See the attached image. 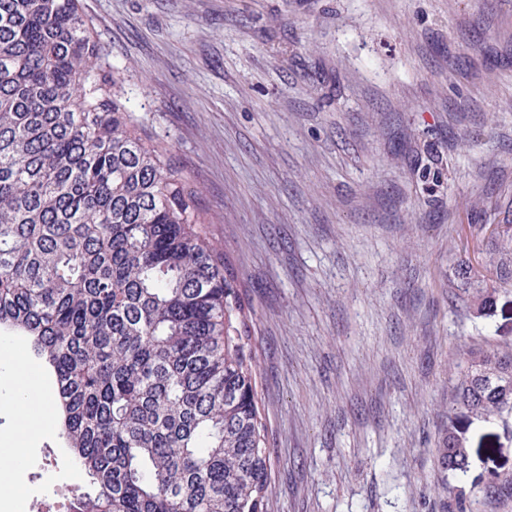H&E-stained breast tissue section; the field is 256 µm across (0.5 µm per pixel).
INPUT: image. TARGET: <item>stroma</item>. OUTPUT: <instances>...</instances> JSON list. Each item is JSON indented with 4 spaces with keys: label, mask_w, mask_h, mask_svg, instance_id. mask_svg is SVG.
Wrapping results in <instances>:
<instances>
[{
    "label": "stroma",
    "mask_w": 512,
    "mask_h": 512,
    "mask_svg": "<svg viewBox=\"0 0 512 512\" xmlns=\"http://www.w3.org/2000/svg\"><path fill=\"white\" fill-rule=\"evenodd\" d=\"M135 110L213 217L251 311L273 512H512V416L438 462L462 354L512 353V283L480 224H512V0H83ZM496 306L477 315L452 269ZM55 433L20 476L86 481ZM466 438L464 433L453 424L452 421L448 423L441 449L442 462L448 468V471L457 474H465L469 469V450L466 446Z\"/></svg>",
    "instance_id": "stroma-1"
}]
</instances>
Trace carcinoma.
Segmentation results:
<instances>
[{
	"instance_id": "obj_1",
	"label": "carcinoma",
	"mask_w": 512,
	"mask_h": 512,
	"mask_svg": "<svg viewBox=\"0 0 512 512\" xmlns=\"http://www.w3.org/2000/svg\"><path fill=\"white\" fill-rule=\"evenodd\" d=\"M81 0H0V333L54 377L89 490L70 512H270L245 304L210 216ZM493 266L512 280V224ZM471 302L480 315L495 293ZM453 406L512 415V353L471 349ZM465 474L464 433L441 449Z\"/></svg>"
}]
</instances>
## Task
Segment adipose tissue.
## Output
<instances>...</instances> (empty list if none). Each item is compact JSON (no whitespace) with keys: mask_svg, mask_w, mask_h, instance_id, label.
<instances>
[{"mask_svg":"<svg viewBox=\"0 0 512 512\" xmlns=\"http://www.w3.org/2000/svg\"><path fill=\"white\" fill-rule=\"evenodd\" d=\"M0 358L9 364L13 379V404L17 422V436L0 448V487L10 490L12 497H21L23 489L14 483L13 477L29 462L30 444L34 436L51 430L53 400L43 393V385L37 372L29 367L25 356L16 349H7Z\"/></svg>","mask_w":512,"mask_h":512,"instance_id":"obj_1","label":"adipose tissue"}]
</instances>
